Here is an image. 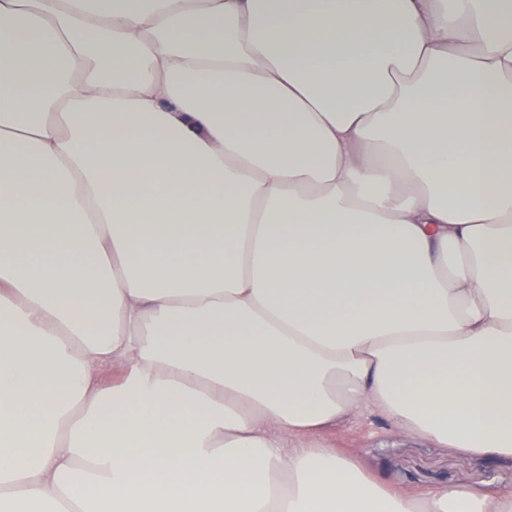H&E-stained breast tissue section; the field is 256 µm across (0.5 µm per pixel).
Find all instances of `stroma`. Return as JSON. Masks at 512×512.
<instances>
[{"mask_svg":"<svg viewBox=\"0 0 512 512\" xmlns=\"http://www.w3.org/2000/svg\"><path fill=\"white\" fill-rule=\"evenodd\" d=\"M322 442L385 483L411 493L448 483L463 490L512 486V458L488 459L392 432L379 417L359 415L327 430Z\"/></svg>","mask_w":512,"mask_h":512,"instance_id":"stroma-1","label":"stroma"}]
</instances>
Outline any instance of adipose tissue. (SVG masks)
Returning a JSON list of instances; mask_svg holds the SVG:
<instances>
[{
  "mask_svg": "<svg viewBox=\"0 0 512 512\" xmlns=\"http://www.w3.org/2000/svg\"><path fill=\"white\" fill-rule=\"evenodd\" d=\"M365 412L512 456V0H0V512H512ZM329 448L409 493L448 483L463 490L512 486V458L488 459L392 432L379 417L358 415L320 436Z\"/></svg>",
  "mask_w": 512,
  "mask_h": 512,
  "instance_id": "adipose-tissue-1",
  "label": "adipose tissue"
}]
</instances>
